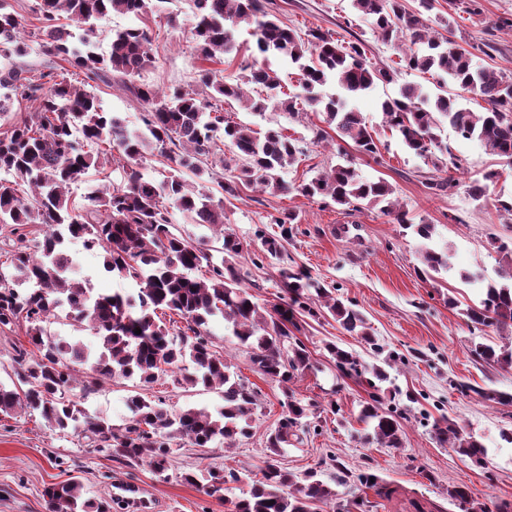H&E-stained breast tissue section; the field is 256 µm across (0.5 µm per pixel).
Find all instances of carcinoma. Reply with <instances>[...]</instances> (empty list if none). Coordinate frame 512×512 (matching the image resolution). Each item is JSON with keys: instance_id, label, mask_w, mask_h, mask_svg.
Listing matches in <instances>:
<instances>
[{"instance_id": "obj_1", "label": "carcinoma", "mask_w": 512, "mask_h": 512, "mask_svg": "<svg viewBox=\"0 0 512 512\" xmlns=\"http://www.w3.org/2000/svg\"><path fill=\"white\" fill-rule=\"evenodd\" d=\"M19 0H0V54L9 59L25 52L21 34L27 17L18 11ZM192 38L201 59L223 63L238 50V31L254 39L263 60L240 67L239 73L202 67L193 87L165 93L135 78L152 65L150 32L128 27L112 32L108 52L99 54L97 21L110 14L144 16L166 11L168 0H37L32 8L39 21L42 47L51 60L35 73L11 62L0 68V116L17 98L30 103L31 111L0 130V330L21 326L38 355L19 353L14 359V387L0 384V415L17 411L38 414L61 432L72 431L87 439L96 452L121 459L128 465H148L162 475L171 467L172 442L180 438L196 448L215 442L228 448L251 435L259 407L258 392L215 349L210 323L221 319L224 329L250 350V360L265 377L282 384V413L266 436V448L277 456L286 445L303 443V420L309 408L288 388L295 376L315 369L306 346L295 336L299 316H317L308 293L315 290L320 307L352 336L371 344L370 327L354 304L319 285L311 276L294 270L280 271L283 296L279 302L259 306L241 285L237 261L247 252L243 242L224 227V196H234L241 186H258L280 193L296 191L321 196L355 211L380 207L392 223L412 229L424 244L418 274L450 268L448 247L427 246L436 228L414 224L408 211L392 198L385 180L360 177L352 160L338 163L310 181L290 185L281 173L303 154L299 140L281 128H255L250 123L228 121L214 102L239 101L250 112L263 115L276 103L295 116L296 101L279 98L273 71L264 63L274 55L298 65L302 104L320 113L336 137L356 153L379 154V138L354 101L378 81L390 83L385 68L367 60L360 42H341L330 31L311 29L299 33L265 11L262 0H192ZM435 0H419V9L408 11L400 0H351L353 10L370 20L385 40L406 43L402 61L420 73L434 71L443 79L440 92L429 93L416 84L400 86L398 93L380 103L383 126L395 132L411 155L432 163L436 175L425 182L431 193L445 194L456 186L448 168L459 170L460 161L448 157L443 140L445 127L457 136L478 141L485 150L512 162V70H489L450 38L430 31L422 11L434 8ZM86 81L73 80L75 72ZM121 79L125 89L142 108L143 128L131 129L126 120L100 106L89 82ZM334 78L341 93L323 96L317 88ZM458 92H448L447 85ZM468 94L485 103L475 112L458 100ZM230 149L224 161L229 175L218 182L220 194L206 183L214 172L202 157L216 150L217 141ZM158 149L171 162L168 175L157 180L137 169L149 149ZM119 154L122 183L89 189L83 203L72 199L71 187L87 182L90 169H98ZM501 173L488 171L469 185L470 195L488 197ZM178 210L194 223L223 229L222 244L203 248L173 231L172 211ZM36 235L38 252H29L28 236ZM79 240L87 249L104 252V268L132 281L133 292L96 294L85 279L75 277L77 257L64 247ZM496 254L497 279L489 282L480 272H466V284L486 283L478 289L479 300L467 307L465 316L475 327L512 328V237H491ZM30 284L21 293L17 287ZM56 310L76 330H91L98 338L94 349L80 341H68L50 330ZM179 317L184 327L173 331L158 311ZM141 333H135V329ZM326 350L336 367L359 373L357 353L329 343ZM476 360L512 368V343L498 346L479 343ZM89 367L78 381V367ZM372 367L376 382L359 410L365 424L363 441L384 448L403 442V415L385 405L389 380L386 367ZM139 379L144 384L168 380L174 387L203 386L222 394L224 406L212 413L204 408L169 409L160 400L141 394L128 399L132 416L122 428L102 417L88 414L80 397L89 395L101 382L114 378ZM483 399L503 404L512 396L495 390L461 385ZM80 393H75V390ZM440 443L450 445L482 466L486 448L452 420L433 422ZM261 477L251 480L248 495L232 502L231 512H312L316 502H333L336 491L314 472L296 475L268 460ZM234 469L209 471L205 493L224 494V485L240 481ZM361 485L373 488L382 498L394 489L359 476ZM49 512H110L105 502L86 497L83 483L71 478L44 491ZM448 498L467 506V512H486L471 498L467 488H448Z\"/></svg>"}]
</instances>
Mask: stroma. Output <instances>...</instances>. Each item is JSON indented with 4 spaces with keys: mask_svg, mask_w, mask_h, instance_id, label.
I'll return each instance as SVG.
<instances>
[{
    "mask_svg": "<svg viewBox=\"0 0 512 512\" xmlns=\"http://www.w3.org/2000/svg\"><path fill=\"white\" fill-rule=\"evenodd\" d=\"M265 6L298 32L319 28L338 39L361 40L374 66L391 69L392 82L377 83L356 102L377 131L380 152L357 154L353 161L362 177L382 178L392 185L414 223L435 225L436 242L449 245L453 267L435 281L420 277L418 237L391 223L376 208L352 211L318 196L271 193L251 186L240 187L237 196L225 199L224 222L248 245L249 254L240 259L239 268L256 302H275L281 293L280 268L299 266L353 300L376 339L375 345L365 344L325 313L306 318L298 337L317 369L297 376L289 387L311 407L308 433L302 445L283 448L276 461L291 473L317 472L319 479L335 489L337 501L369 500L363 512H464L463 505L448 499L449 487L457 485L467 487L489 512L502 507L512 510V444L501 438L502 431H512V403H490L475 393L481 387L512 394V369L487 366L472 355L477 343L512 341V331L469 326L463 308L476 295L457 276L461 270L493 273L490 236L512 234L492 202L472 199L467 185L485 170L496 168L502 176L490 191L510 196L512 165L486 152L479 142L445 131L450 150L462 161L455 174L458 185L445 195L429 194L424 182L433 175L432 166L408 155L397 137L383 128L379 105L407 82L437 91L439 76L401 65L397 44L383 41L369 22L359 19L350 0H265ZM167 8L178 22L171 25L166 18L149 16L155 64L140 76L141 82L162 91L193 84L202 65L192 41L193 13L188 0H169ZM427 19L433 32L453 36L489 69H512V0H436ZM224 117L260 128L279 127L300 140L304 153L285 174L290 183L310 180L349 152L348 145L337 141L334 131L325 130L321 115L313 112L293 118L272 106L257 117L229 101ZM320 129L326 135L318 140L314 134ZM288 211L297 214L298 222L285 234L273 218ZM264 234L283 237L282 259L264 255L260 240ZM68 247L76 253L80 274L95 292H130L131 282L105 270L102 251L85 250L77 240ZM452 298L457 299V306H449ZM211 330L217 350L260 393L250 438L232 448L219 443L194 448L175 440L172 466L159 476L147 465L129 466L90 451L84 439L52 430L40 416L22 412L0 416V512H49L45 487L74 476L83 481L89 497L106 502L111 501L116 484L132 483L152 502L154 512H229L231 500L243 497L247 484H228L218 499L182 481L181 474L210 468L244 473L263 466L269 455L266 435L282 412V392L278 382L255 371L247 349L229 336L223 322L212 323ZM330 342L357 352L366 366L398 355L390 371L395 389L391 404L404 415L402 447L360 444L362 426L356 416L368 387L337 369L325 349ZM462 383L473 385V392H460ZM140 389L137 381L116 379L90 393L84 406L90 414L119 426L130 415L128 396ZM147 390L173 409L213 411L224 404L220 393L200 386L177 388L158 382ZM440 415L456 421L463 431L483 437L488 450L485 467H474L455 449L439 445L432 423ZM361 473L378 476L393 488V496L381 498L361 486L356 480Z\"/></svg>",
    "mask_w": 512,
    "mask_h": 512,
    "instance_id": "35a3bbf8",
    "label": "stroma"
}]
</instances>
